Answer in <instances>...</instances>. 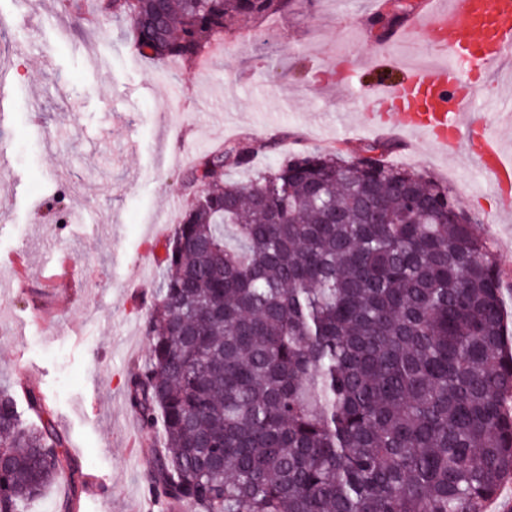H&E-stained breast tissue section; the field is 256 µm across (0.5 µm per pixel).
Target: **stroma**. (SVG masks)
Instances as JSON below:
<instances>
[{
	"label": "stroma",
	"instance_id": "obj_1",
	"mask_svg": "<svg viewBox=\"0 0 512 512\" xmlns=\"http://www.w3.org/2000/svg\"><path fill=\"white\" fill-rule=\"evenodd\" d=\"M372 0H295L282 16L246 22L209 71L137 55L120 18L85 0L74 25L59 0H0V72L12 82L0 124L13 177L0 176V257L24 286L0 299V383L47 400L98 493L77 512H145L147 439L126 399L127 370L144 362V325L163 244L190 202L182 181L201 153L253 143L262 171L300 150L357 155L386 146L388 163L447 183L496 253L512 316V205L466 153L448 155L414 131H367L382 44L368 31ZM363 56L347 87L329 80L341 51ZM176 106H166L168 96ZM70 260L78 285L48 296L39 267Z\"/></svg>",
	"mask_w": 512,
	"mask_h": 512
}]
</instances>
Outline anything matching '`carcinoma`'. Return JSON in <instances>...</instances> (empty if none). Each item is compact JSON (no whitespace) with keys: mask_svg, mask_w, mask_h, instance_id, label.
<instances>
[{"mask_svg":"<svg viewBox=\"0 0 512 512\" xmlns=\"http://www.w3.org/2000/svg\"><path fill=\"white\" fill-rule=\"evenodd\" d=\"M288 0H98L134 51L198 63ZM411 5L370 16L386 37ZM300 152L247 181L250 143L201 154L165 254L150 348L127 374L167 512H484L512 476L503 280L456 195L385 162ZM403 184L408 190L393 191ZM385 200L370 223L367 199ZM0 385V512L83 473L30 391Z\"/></svg>","mask_w":512,"mask_h":512,"instance_id":"cac0c4a2","label":"carcinoma"}]
</instances>
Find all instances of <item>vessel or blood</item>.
Listing matches in <instances>:
<instances>
[{"label":"vessel or blood","mask_w":512,"mask_h":512,"mask_svg":"<svg viewBox=\"0 0 512 512\" xmlns=\"http://www.w3.org/2000/svg\"><path fill=\"white\" fill-rule=\"evenodd\" d=\"M423 33L432 65H405L409 36ZM374 67L406 70L400 81L380 83L379 104L393 108L400 129L420 131L443 150L459 148L476 160L503 196H512V157L477 111L474 77L497 79L512 65V0H422L418 17L375 55Z\"/></svg>","instance_id":"obj_1"}]
</instances>
